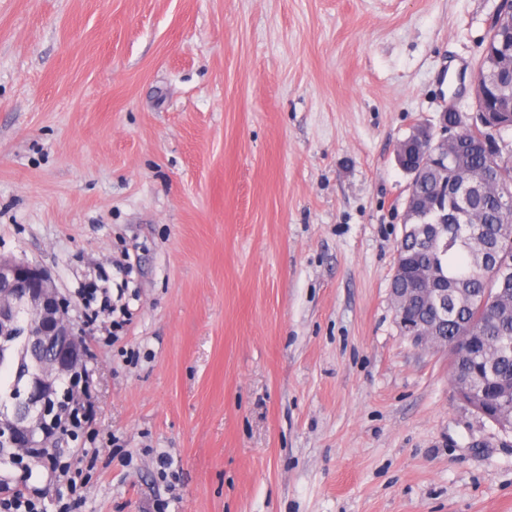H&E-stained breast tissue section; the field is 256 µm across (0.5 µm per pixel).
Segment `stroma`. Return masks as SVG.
<instances>
[{"label":"stroma","instance_id":"obj_1","mask_svg":"<svg viewBox=\"0 0 512 512\" xmlns=\"http://www.w3.org/2000/svg\"><path fill=\"white\" fill-rule=\"evenodd\" d=\"M499 3L0 0V256L92 353L78 512H512V433L390 297L397 145L474 117Z\"/></svg>","mask_w":512,"mask_h":512}]
</instances>
